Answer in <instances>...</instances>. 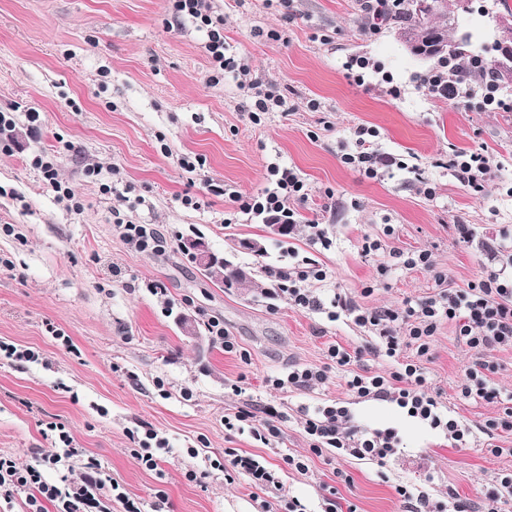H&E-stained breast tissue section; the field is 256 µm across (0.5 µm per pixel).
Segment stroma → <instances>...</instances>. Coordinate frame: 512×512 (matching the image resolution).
<instances>
[{
  "mask_svg": "<svg viewBox=\"0 0 512 512\" xmlns=\"http://www.w3.org/2000/svg\"><path fill=\"white\" fill-rule=\"evenodd\" d=\"M213 7L224 17L225 53L274 86L286 111L252 122L231 78L210 82L203 32L170 26L169 0H0V113L15 121L11 150L0 151V227L14 229L0 230V341L43 358L22 367L0 358V454L37 464V450L51 446L48 423L64 425L80 454L70 470H45L46 481L79 483L92 458L143 512H153L160 493L165 512H285L292 499L322 512L331 491L358 512H412L400 485L433 501L456 495L479 512L498 473L512 470V433L492 440L502 454L488 451L480 427L501 409L461 396L474 355L453 324H441L421 364L441 412L470 427L464 448L390 399L349 392L328 348L351 351L373 338L346 315L329 318L326 307L338 294L374 309L437 293L432 272L394 265L385 250L362 252L363 235H382L388 224L393 246L432 252L451 285L490 269L484 240L512 226V94L502 110L430 96L422 77L432 61L411 55L396 24L374 18L365 0H215ZM361 57L371 67L360 87L347 63ZM31 112L39 115L36 135L27 129ZM360 124L376 128L380 151L398 160L384 178L340 161L341 141ZM479 144L497 168L477 199L436 162ZM42 152L55 155L76 206L59 201L34 167ZM194 157L204 166L183 169L181 159ZM272 163L293 168L310 188L305 222L285 240L245 215L225 223L224 199L209 190L220 183L255 194ZM94 166L100 175H88ZM105 183L116 193H103ZM122 195L136 207L119 203ZM187 196L202 200L201 209L184 205ZM118 215L157 225L163 247L134 250L114 224ZM310 220L327 231L330 248L310 241ZM459 224L470 225L472 242H459ZM194 231L248 269L314 260L327 272L311 284L324 310L219 287L178 249L179 237ZM246 238L263 242L264 255L238 248ZM178 309L192 316L197 335L182 333ZM212 318L234 337V351L212 340ZM64 335L71 347L61 344ZM298 367L325 369L326 378L273 389L270 378ZM235 382L242 394L232 392ZM334 405L361 429L397 431L386 465L310 452L304 409ZM248 406L281 413L274 446L225 431V415ZM131 429L167 439L156 469L133 456ZM228 448L263 463L277 489H256L242 470L225 481L219 464ZM290 457L305 471L289 467Z\"/></svg>",
  "mask_w": 512,
  "mask_h": 512,
  "instance_id": "stroma-1",
  "label": "stroma"
}]
</instances>
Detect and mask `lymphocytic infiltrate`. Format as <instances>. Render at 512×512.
<instances>
[{"label": "lymphocytic infiltrate", "mask_w": 512, "mask_h": 512, "mask_svg": "<svg viewBox=\"0 0 512 512\" xmlns=\"http://www.w3.org/2000/svg\"><path fill=\"white\" fill-rule=\"evenodd\" d=\"M212 0H173L172 21L182 26L193 24L207 33L206 49L217 70L236 72L238 66L231 57L224 55V29L211 16ZM480 80L468 89H461L448 77L447 62H440L424 79L430 94L448 100H482L491 105L496 101L497 79L489 62L477 66ZM376 129L358 125L350 130L345 144L346 151L340 160L351 169L369 179L382 177L395 165V158L379 152ZM493 157L478 147L449 155L447 169L466 190L477 195L485 194L493 177ZM269 184L258 195L242 196L236 191H225L214 184L210 190L226 195L233 213L261 218L266 224H294L298 221L297 204L307 202L309 190L293 169L270 164L267 168ZM392 258L400 260L406 269H423L433 272L441 289L435 295L406 299L402 307L368 309L349 298H337L336 304L352 316L355 324L365 328L377 342L371 346L373 355L400 358L404 349L415 347V359L402 361L398 370L389 375H362L353 372L347 382L356 396L386 397L406 408L410 416L429 421L431 426L446 431L457 446H465L470 434L457 420L444 417L437 400L424 389L425 377L420 364L427 357L431 342L439 325L454 323L457 338L473 351L475 359L468 367L460 392L465 399L480 404H498L502 407L499 417L487 420L483 430L488 437L497 431H512V393L503 394L493 376L499 366L491 360L492 352L512 349V276L493 271L469 281L465 287L448 286V275L439 270L431 252L426 250L404 251L391 249ZM268 276L276 290L288 303L299 309L319 310L323 304L307 284L322 281L326 272L311 262H303L283 270L272 268ZM304 429L312 439L311 450L318 453L334 448L349 455L369 458L384 463L399 444L395 432L369 433L348 425L345 408L325 406L306 414ZM58 449L41 454L40 466L20 465L9 455H0V497L9 499L25 495L34 512H45V503L60 504V512H82L85 506L96 503L103 488L99 468L87 462L80 484L63 490L43 479L42 467L66 465L76 456L73 440L66 431H59Z\"/></svg>", "instance_id": "obj_1"}]
</instances>
